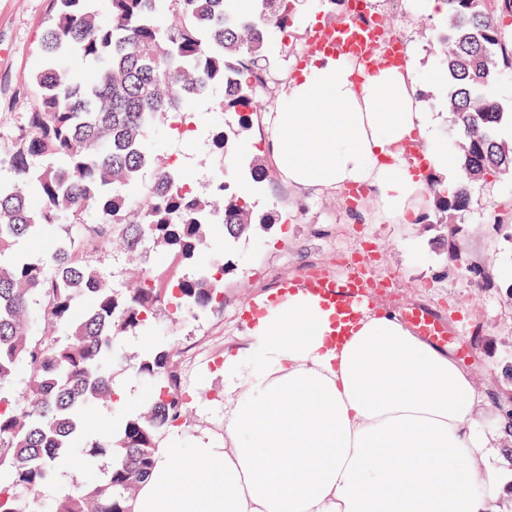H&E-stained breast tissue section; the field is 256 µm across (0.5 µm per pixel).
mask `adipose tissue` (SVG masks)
Returning a JSON list of instances; mask_svg holds the SVG:
<instances>
[{
    "instance_id": "adipose-tissue-1",
    "label": "adipose tissue",
    "mask_w": 512,
    "mask_h": 512,
    "mask_svg": "<svg viewBox=\"0 0 512 512\" xmlns=\"http://www.w3.org/2000/svg\"><path fill=\"white\" fill-rule=\"evenodd\" d=\"M416 85L407 67L358 80L345 57H318L268 115L276 169L297 188L372 187L395 223L428 205L427 179L455 193L458 163ZM410 141L426 178L411 172ZM332 324L310 296L268 302L220 367L223 444L159 449L131 512H497L481 393L454 352L389 310L336 347Z\"/></svg>"
}]
</instances>
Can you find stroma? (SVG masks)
Instances as JSON below:
<instances>
[{"instance_id": "35a3bbf8", "label": "stroma", "mask_w": 512, "mask_h": 512, "mask_svg": "<svg viewBox=\"0 0 512 512\" xmlns=\"http://www.w3.org/2000/svg\"><path fill=\"white\" fill-rule=\"evenodd\" d=\"M414 3L381 0L378 13L393 38L405 46L408 61L421 78V103L436 113L437 133L455 155L459 137L443 103L448 86L439 77L441 65L434 53L442 18L416 12ZM346 18L343 5L305 0L287 39L270 44V80L262 96L263 109L253 114L247 137L267 173L254 212L259 217L274 215L276 222L273 227L255 229L227 253L231 271L224 278L223 310L194 321L162 316L154 340L175 346L184 390L195 396L181 432L166 436L163 447L191 448L203 438L223 439L224 378L216 368L225 354L245 347L242 307L254 296L276 291L283 281L303 277L312 266L337 277L345 275L365 244L370 247L368 265L373 274L394 282L379 297L381 308L399 312L427 306L452 329L448 346L478 387L487 393L512 391V241L495 226L499 219L512 224V174L490 176L476 184L469 205L455 223L436 224L411 216L392 224L377 218L378 202L372 190H364L354 201L344 189L299 191L288 186L273 163L267 113L287 99L288 83L307 55L314 26ZM52 19L50 0H0L1 146L9 143L21 114L37 94L33 73L40 62L38 40ZM158 142L160 165L192 159L190 172L196 186L219 174L204 138H181L165 119ZM469 263L484 267L487 283H478L466 272Z\"/></svg>"}]
</instances>
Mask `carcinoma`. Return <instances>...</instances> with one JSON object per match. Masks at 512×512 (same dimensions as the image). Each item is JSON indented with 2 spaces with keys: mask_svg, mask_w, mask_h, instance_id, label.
I'll use <instances>...</instances> for the list:
<instances>
[{
  "mask_svg": "<svg viewBox=\"0 0 512 512\" xmlns=\"http://www.w3.org/2000/svg\"><path fill=\"white\" fill-rule=\"evenodd\" d=\"M437 51L448 74L446 108L460 136L462 185L437 198L438 223L452 224L471 183L512 171V145L496 137L504 116L488 87L512 69L502 20L512 0H445ZM53 0L40 37L39 88L10 146L0 150V512L27 502L58 478L75 454L116 451L98 479L71 475L51 512H130L154 464L160 434L184 416L178 363L165 344L146 350L138 376L150 400L118 434L85 430L83 410L116 403L110 381L114 342L151 334L158 312L196 318L224 305V256L199 255L217 239L235 241L272 223L254 222L251 204L219 179L204 189L166 167L145 186L159 121L180 115L212 88L237 128L211 126L209 148L224 160L232 137L261 108L274 34L285 35L292 0ZM53 239L50 252L28 244ZM195 268L179 275L146 269L124 288L94 260L147 245ZM25 384L5 393L19 373Z\"/></svg>",
  "mask_w": 512,
  "mask_h": 512,
  "instance_id": "cac0c4a2",
  "label": "carcinoma"
}]
</instances>
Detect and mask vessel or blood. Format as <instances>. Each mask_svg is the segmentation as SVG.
<instances>
[{"instance_id":"vessel-or-blood-1","label":"vessel or blood","mask_w":512,"mask_h":512,"mask_svg":"<svg viewBox=\"0 0 512 512\" xmlns=\"http://www.w3.org/2000/svg\"><path fill=\"white\" fill-rule=\"evenodd\" d=\"M374 39L375 33L369 24L349 20L323 27L320 36L311 43L310 54L314 57L322 54L356 55L363 58L367 68L372 69L377 64ZM367 270V265L361 263L343 278L332 281L318 273L300 281L286 280L281 283L278 293L283 296L301 291L314 296L325 309L331 310L335 326L331 342L336 345L350 336L364 311L377 306L380 291L375 288L374 279L368 276ZM402 317L432 344L447 343V325L427 307L406 309Z\"/></svg>"}]
</instances>
